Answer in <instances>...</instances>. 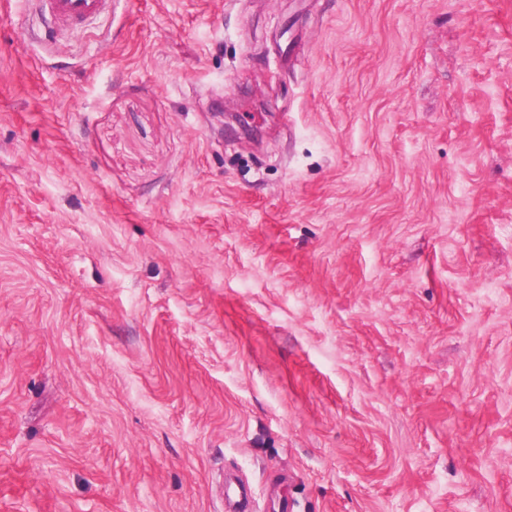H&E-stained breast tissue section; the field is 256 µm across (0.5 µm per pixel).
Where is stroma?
I'll return each instance as SVG.
<instances>
[{"mask_svg": "<svg viewBox=\"0 0 512 512\" xmlns=\"http://www.w3.org/2000/svg\"><path fill=\"white\" fill-rule=\"evenodd\" d=\"M28 25L0 0V512H224L230 472L512 512V0Z\"/></svg>", "mask_w": 512, "mask_h": 512, "instance_id": "obj_1", "label": "stroma"}]
</instances>
